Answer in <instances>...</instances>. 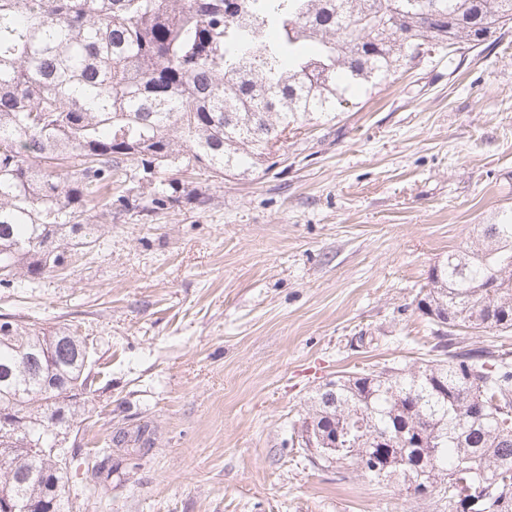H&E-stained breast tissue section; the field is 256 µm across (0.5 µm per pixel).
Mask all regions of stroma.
Segmentation results:
<instances>
[{"mask_svg": "<svg viewBox=\"0 0 512 512\" xmlns=\"http://www.w3.org/2000/svg\"><path fill=\"white\" fill-rule=\"evenodd\" d=\"M282 152L272 171L202 182L205 205L113 213L71 275L0 292V313L94 341L99 390L66 440L71 512H448L325 466L295 429L337 376L424 357L433 266L512 212V28L456 73L412 65ZM144 422L148 455L114 454L89 495L95 448Z\"/></svg>", "mask_w": 512, "mask_h": 512, "instance_id": "stroma-1", "label": "stroma"}]
</instances>
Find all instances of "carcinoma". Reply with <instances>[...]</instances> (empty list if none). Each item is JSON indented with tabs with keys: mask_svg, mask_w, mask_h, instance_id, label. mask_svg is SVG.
<instances>
[{
	"mask_svg": "<svg viewBox=\"0 0 512 512\" xmlns=\"http://www.w3.org/2000/svg\"><path fill=\"white\" fill-rule=\"evenodd\" d=\"M512 24V0H0V289L19 293L100 249L112 210L155 213L208 198L179 173L215 181L278 164L297 137L336 120L438 45L476 48ZM122 175L141 202L114 187ZM100 209L102 222L88 216ZM417 309L441 355L330 382L308 423H343L406 441L352 448L361 475L416 498L458 499L459 483H496L512 512V350L460 335L512 331V213L448 253ZM90 352L69 328L16 320L0 340V499L67 512L57 456L37 451L78 422L96 389ZM148 425L118 428L89 481L112 477V452L144 456Z\"/></svg>",
	"mask_w": 512,
	"mask_h": 512,
	"instance_id": "cac0c4a2",
	"label": "carcinoma"
}]
</instances>
